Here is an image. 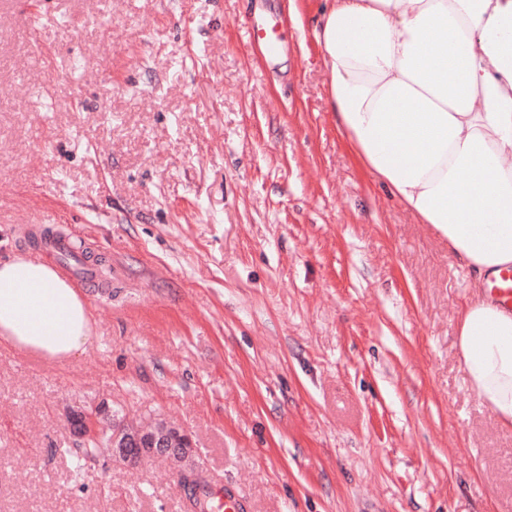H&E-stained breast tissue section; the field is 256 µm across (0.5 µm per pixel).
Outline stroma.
Returning <instances> with one entry per match:
<instances>
[{
	"instance_id": "1",
	"label": "stroma",
	"mask_w": 512,
	"mask_h": 512,
	"mask_svg": "<svg viewBox=\"0 0 512 512\" xmlns=\"http://www.w3.org/2000/svg\"><path fill=\"white\" fill-rule=\"evenodd\" d=\"M324 5L0 0V260L47 233L98 261L84 352L0 344V512H192L171 462L75 469L67 416L103 401L186 431L244 512H512L469 276L347 151ZM247 40L250 44L263 45L267 50V55L271 59L274 58L281 51L278 21H267L265 18L258 20L248 29Z\"/></svg>"
}]
</instances>
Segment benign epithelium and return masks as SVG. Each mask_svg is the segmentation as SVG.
<instances>
[{
	"mask_svg": "<svg viewBox=\"0 0 512 512\" xmlns=\"http://www.w3.org/2000/svg\"><path fill=\"white\" fill-rule=\"evenodd\" d=\"M111 414L109 404L102 402L89 410L70 413L67 422L79 442L101 435L102 424ZM108 448L116 462L140 463L154 457H166L184 463L178 471L182 481L190 483L202 476L193 460L195 448L191 437L164 420H157L146 427L123 422L121 428L112 433Z\"/></svg>",
	"mask_w": 512,
	"mask_h": 512,
	"instance_id": "1",
	"label": "benign epithelium"
}]
</instances>
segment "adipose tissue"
<instances>
[{"label":"adipose tissue","mask_w":512,"mask_h":512,"mask_svg":"<svg viewBox=\"0 0 512 512\" xmlns=\"http://www.w3.org/2000/svg\"><path fill=\"white\" fill-rule=\"evenodd\" d=\"M336 129L358 164L472 277L455 349L512 429V0H332L314 28ZM92 341L81 292L51 263L0 261V343L64 361Z\"/></svg>","instance_id":"1"}]
</instances>
